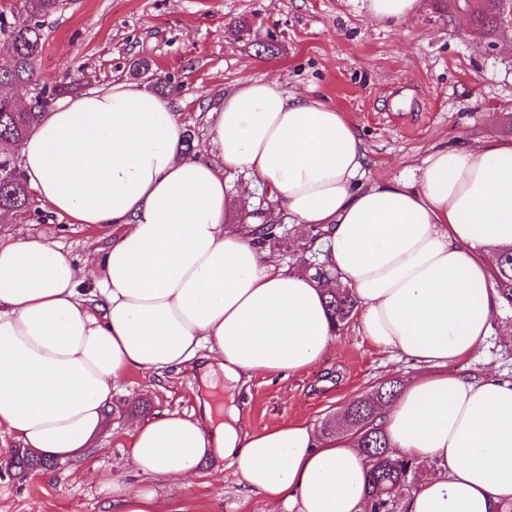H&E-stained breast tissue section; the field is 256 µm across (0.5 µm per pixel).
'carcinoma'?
<instances>
[{"label": "carcinoma", "mask_w": 512, "mask_h": 512, "mask_svg": "<svg viewBox=\"0 0 512 512\" xmlns=\"http://www.w3.org/2000/svg\"><path fill=\"white\" fill-rule=\"evenodd\" d=\"M61 5L62 0H20L17 8L20 18L9 20L0 13V85L12 91L10 96H0V139L13 144L11 153L0 156V213L25 211L32 205V194L20 168L19 149L40 124L48 98L56 93V89L38 78L36 64L43 50L41 18L54 13ZM16 94L30 97L28 108L18 107L14 100ZM254 215L262 218L257 229L261 243L277 246L287 239L290 229L285 225L274 223L258 211ZM306 253V243L294 246L293 255L312 270L313 278L322 280L332 276L326 265L312 263ZM492 280L502 308L512 309L511 246L501 250ZM328 295L327 307L333 327L338 329L356 312V302L350 288L344 285L331 289ZM396 392L394 383L381 385L368 398L350 404L342 415L346 426L357 430L359 447L368 461L369 512H394L395 489L408 486L415 474L413 462L392 456L386 437L369 428L377 407L394 398ZM13 464L25 469L48 466L50 462L25 448L15 454Z\"/></svg>", "instance_id": "carcinoma-1"}]
</instances>
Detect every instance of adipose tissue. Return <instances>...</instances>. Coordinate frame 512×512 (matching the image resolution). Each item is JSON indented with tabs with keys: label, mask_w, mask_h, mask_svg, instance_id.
Wrapping results in <instances>:
<instances>
[{
	"label": "adipose tissue",
	"mask_w": 512,
	"mask_h": 512,
	"mask_svg": "<svg viewBox=\"0 0 512 512\" xmlns=\"http://www.w3.org/2000/svg\"><path fill=\"white\" fill-rule=\"evenodd\" d=\"M187 155L167 99L116 81L48 110L23 171L57 217L103 231L78 259L38 234L0 242V426L24 447L84 457L128 373L179 369L208 350L224 372V419L167 411L128 432L134 473L190 479L212 457L276 512H365L367 461L348 434L284 422L248 430L244 379H287L325 354L326 283L281 262L256 227L227 229L266 187L276 212L357 302L374 346L419 368L372 425L391 453L429 468L406 512H500L512 502V380L450 369L492 332L488 286L512 246V145L439 149L416 181L368 180L346 114L278 79L243 78ZM110 512H161L154 491L108 485Z\"/></svg>",
	"instance_id": "ef3b65f1"
}]
</instances>
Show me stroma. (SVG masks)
<instances>
[{
  "instance_id": "35a3bbf8",
  "label": "stroma",
  "mask_w": 512,
  "mask_h": 512,
  "mask_svg": "<svg viewBox=\"0 0 512 512\" xmlns=\"http://www.w3.org/2000/svg\"><path fill=\"white\" fill-rule=\"evenodd\" d=\"M43 33L38 72L62 97L115 80L143 88L160 81L197 145L226 89L243 77L271 76L347 114L372 179L411 178L437 148L512 143L502 127L512 114V23L479 25L464 0H420L413 19L377 23L362 0H64ZM139 60L149 62L151 77L136 75ZM40 233L79 257L100 237L94 227L44 210L0 224L6 236ZM506 326L512 311L498 310L492 335L455 372L512 379V342L500 334ZM202 365L197 357L162 377L130 373L113 393L115 413L93 448L51 469L13 468L20 443L0 427V512H109L106 483L117 475L130 487L149 486L164 512H269L220 459L189 484L129 469L130 423L198 411L207 394ZM418 373L412 362L374 347L353 317L308 370L280 382L252 377L236 399L250 430L286 421L320 430L381 383L402 385Z\"/></svg>"
}]
</instances>
